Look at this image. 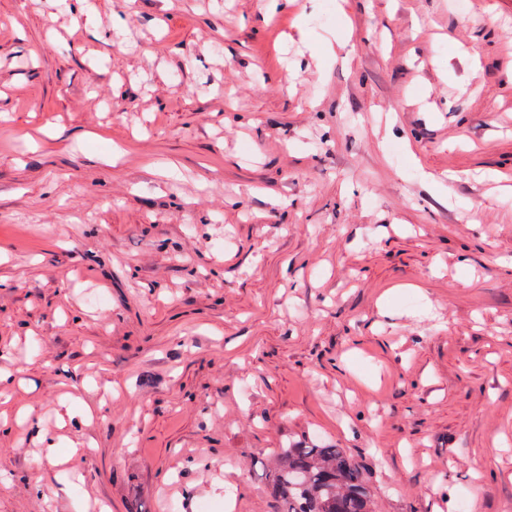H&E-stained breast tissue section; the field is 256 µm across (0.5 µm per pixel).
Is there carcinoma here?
<instances>
[{"mask_svg": "<svg viewBox=\"0 0 512 512\" xmlns=\"http://www.w3.org/2000/svg\"><path fill=\"white\" fill-rule=\"evenodd\" d=\"M269 481L276 512H377L362 468L341 448H280Z\"/></svg>", "mask_w": 512, "mask_h": 512, "instance_id": "1", "label": "carcinoma"}]
</instances>
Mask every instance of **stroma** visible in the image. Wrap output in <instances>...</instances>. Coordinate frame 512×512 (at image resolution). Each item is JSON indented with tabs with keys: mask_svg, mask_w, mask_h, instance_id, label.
Returning <instances> with one entry per match:
<instances>
[{
	"mask_svg": "<svg viewBox=\"0 0 512 512\" xmlns=\"http://www.w3.org/2000/svg\"><path fill=\"white\" fill-rule=\"evenodd\" d=\"M90 2L0 0V512H274L293 443L512 512V0Z\"/></svg>",
	"mask_w": 512,
	"mask_h": 512,
	"instance_id": "35a3bbf8",
	"label": "stroma"
}]
</instances>
